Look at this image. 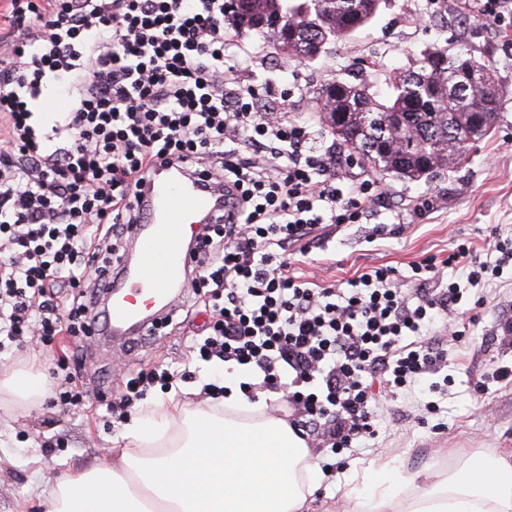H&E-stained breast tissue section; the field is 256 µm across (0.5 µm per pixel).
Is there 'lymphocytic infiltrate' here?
<instances>
[{
    "label": "lymphocytic infiltrate",
    "mask_w": 512,
    "mask_h": 512,
    "mask_svg": "<svg viewBox=\"0 0 512 512\" xmlns=\"http://www.w3.org/2000/svg\"><path fill=\"white\" fill-rule=\"evenodd\" d=\"M0 56V337L51 343L90 332L139 222L149 158L186 161L223 187L226 216L204 225L186 282L211 302L202 361L258 375L289 425L343 454L368 447L399 411L439 415L448 358L512 268V237L486 257L461 241L402 276L376 267L323 287L296 259L370 222L378 180L287 102L259 108L226 52L238 29L224 0H10ZM65 111L38 114L45 87ZM464 270L461 279L448 270ZM164 369L130 374L127 419Z\"/></svg>",
    "instance_id": "obj_1"
}]
</instances>
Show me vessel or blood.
Listing matches in <instances>:
<instances>
[{
	"mask_svg": "<svg viewBox=\"0 0 512 512\" xmlns=\"http://www.w3.org/2000/svg\"><path fill=\"white\" fill-rule=\"evenodd\" d=\"M221 202L218 190L204 189L181 166L159 168L149 177L140 197L144 221L133 230V255L112 284L104 316L111 336L146 335L155 315L172 308L192 264L188 238Z\"/></svg>",
	"mask_w": 512,
	"mask_h": 512,
	"instance_id": "vessel-or-blood-1",
	"label": "vessel or blood"
}]
</instances>
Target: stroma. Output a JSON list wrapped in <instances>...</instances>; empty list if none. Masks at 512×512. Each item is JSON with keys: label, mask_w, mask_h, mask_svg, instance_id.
<instances>
[{"label": "stroma", "mask_w": 512, "mask_h": 512, "mask_svg": "<svg viewBox=\"0 0 512 512\" xmlns=\"http://www.w3.org/2000/svg\"><path fill=\"white\" fill-rule=\"evenodd\" d=\"M238 41L251 56L238 73L240 85L258 89L263 106L287 96L293 112L313 123L318 120L316 91L321 84L373 60L379 64L372 77L375 88L387 94V77L435 43L469 49L491 65L503 94L494 130L470 145L467 161L454 172L414 183L383 178L387 194L373 206L375 222L405 223L404 234L372 242L370 225L342 228L326 249L313 250L300 264L316 283L342 284L381 266L406 276L413 263L446 254L454 240L471 241L481 252L493 233L512 235V0H386L366 26L309 63L289 58L253 31H241ZM497 309V303L487 306L448 361L450 386L440 402L443 430H432L412 417L380 435L377 450L348 460L357 468L358 480L346 481L344 470L337 468L307 512H341L346 497L386 461L413 476L402 491L406 498L422 490L426 474L456 471L476 455L512 463V386H492L481 397L474 391L481 376L498 364L489 334ZM209 318L203 306H196L189 322L127 355L82 335L48 347L35 340L0 351L1 377L35 364L51 387L64 364L73 374V388L82 395L79 407L71 410L47 398L26 406L0 396V512H43L45 488L73 465L88 460L111 464L112 450L124 433L113 421L111 405L123 391L127 372L168 368L177 375L172 389L165 393L153 388L147 401L202 403L200 388L224 378L223 370L193 352Z\"/></svg>", "instance_id": "35a3bbf8"}]
</instances>
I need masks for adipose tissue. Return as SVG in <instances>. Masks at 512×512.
<instances>
[{"label":"adipose tissue","mask_w":512,"mask_h":512,"mask_svg":"<svg viewBox=\"0 0 512 512\" xmlns=\"http://www.w3.org/2000/svg\"><path fill=\"white\" fill-rule=\"evenodd\" d=\"M242 376L224 379L223 414L146 405L128 424L112 465L71 469L44 498L45 512H303L325 475L286 420L268 417L264 393L248 400ZM403 471L383 467L346 512H512V465L477 458L399 501Z\"/></svg>","instance_id":"ef3b65f1"}]
</instances>
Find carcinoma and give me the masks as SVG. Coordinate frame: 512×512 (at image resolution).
<instances>
[{
    "instance_id": "1",
    "label": "carcinoma",
    "mask_w": 512,
    "mask_h": 512,
    "mask_svg": "<svg viewBox=\"0 0 512 512\" xmlns=\"http://www.w3.org/2000/svg\"><path fill=\"white\" fill-rule=\"evenodd\" d=\"M384 0H229L239 29L260 32L288 57L316 58L317 46L344 39L369 23ZM381 97L362 70L321 85L330 101L320 120L370 170L405 182L442 177L467 160L466 138L487 136L502 109L490 65L470 50L433 45L388 81Z\"/></svg>"
}]
</instances>
